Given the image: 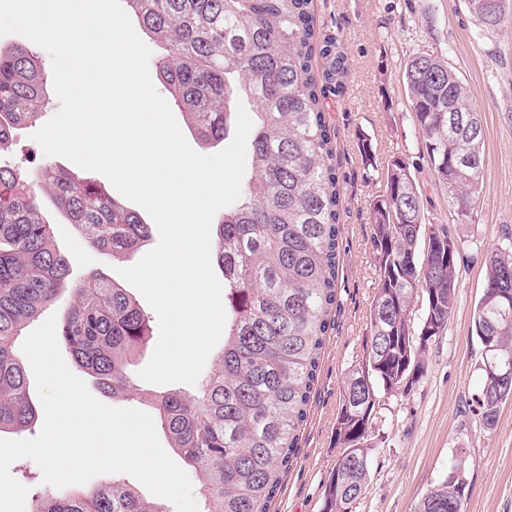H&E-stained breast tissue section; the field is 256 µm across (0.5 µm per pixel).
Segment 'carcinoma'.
<instances>
[{
  "mask_svg": "<svg viewBox=\"0 0 512 512\" xmlns=\"http://www.w3.org/2000/svg\"><path fill=\"white\" fill-rule=\"evenodd\" d=\"M313 0H126L165 55L159 68L170 103L204 141L222 143L238 103L256 107L254 176L214 228L211 265L224 274V346L195 393L146 396L155 427L195 472L204 512H270L298 455L299 432L318 381L336 307L340 265L341 186L326 120L328 95H343L347 54L339 39L316 29ZM484 33L512 20V0H467ZM321 58V69L314 60ZM413 122L427 162L461 222L472 219L483 177L484 127L469 89L444 59L418 52L406 63ZM49 94L36 57L0 47V154L13 131L40 116ZM467 166L448 177L456 158ZM409 163L396 157L386 189L372 207L378 269L369 314L368 356L347 372L336 416V447L367 439L377 419L374 398L411 392L421 359L448 326L462 284L460 241L450 224L427 221ZM36 178L91 247L119 260L140 248L149 225L94 181L44 165ZM485 283L473 311L482 345L512 362V242L485 255ZM509 293L505 306L499 295ZM72 302L59 339L74 361L114 399H133L130 371L150 336L149 319L126 289L90 273L70 279L69 260L53 244L26 178L0 165V432L24 431L38 411L16 342L59 294ZM422 302L417 332L414 302ZM512 400L507 384L481 374L472 416L491 430ZM372 457L355 468L340 455L325 484L324 512H356ZM470 485L461 464L428 489L416 512H466ZM34 512H168L160 502L114 480L67 488Z\"/></svg>",
  "mask_w": 512,
  "mask_h": 512,
  "instance_id": "obj_1",
  "label": "carcinoma"
}]
</instances>
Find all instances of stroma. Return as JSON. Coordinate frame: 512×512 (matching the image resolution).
<instances>
[{
  "label": "stroma",
  "instance_id": "35a3bbf8",
  "mask_svg": "<svg viewBox=\"0 0 512 512\" xmlns=\"http://www.w3.org/2000/svg\"><path fill=\"white\" fill-rule=\"evenodd\" d=\"M313 9L317 24L338 37L348 57L345 95L326 100L341 179L339 304L299 452L282 478L272 512H323L324 486L338 458L334 431L343 382L365 353L377 280L371 205L386 184L383 178L366 177L362 139L370 140L378 168L397 154L415 163L427 219L436 224L455 219L412 125L404 70L417 52L440 56L458 70L482 114V192L472 222L458 226L464 260L455 315L426 351L423 375L412 391L386 399L371 429V478L357 512H415L423 493L456 462L470 484L467 512H512V401L503 404L490 431L469 411L480 382L482 345L472 316L484 286V258L489 246L512 234V23L480 34L465 0H314ZM38 129L29 123L16 130L14 149L0 162L26 174L45 163L75 170L69 159L44 154L33 138ZM32 190L74 279L91 273L118 279L119 268L135 265L159 242L158 228H151L142 248L113 260L86 245L40 183Z\"/></svg>",
  "mask_w": 512,
  "mask_h": 512
}]
</instances>
